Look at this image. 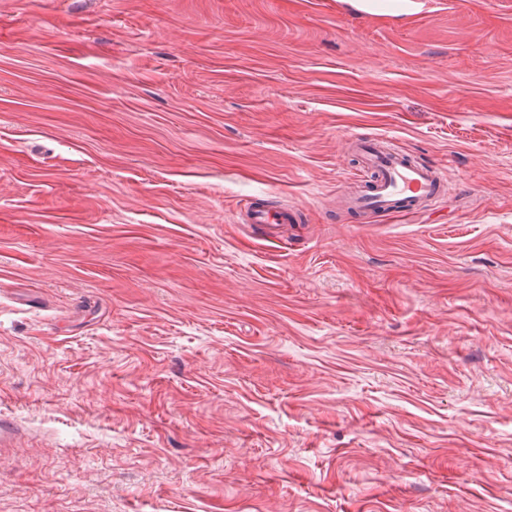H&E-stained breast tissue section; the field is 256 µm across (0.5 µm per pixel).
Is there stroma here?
Here are the masks:
<instances>
[{"mask_svg": "<svg viewBox=\"0 0 512 512\" xmlns=\"http://www.w3.org/2000/svg\"><path fill=\"white\" fill-rule=\"evenodd\" d=\"M353 4L0 0V512H512V0ZM347 144L361 157L366 177L349 208L366 223L382 215H418L446 196V165L416 163L382 135L351 134ZM293 212L288 209L270 208L264 205L251 207L249 210V224H262L268 229H273L278 224L293 222Z\"/></svg>", "mask_w": 512, "mask_h": 512, "instance_id": "35a3bbf8", "label": "stroma"}]
</instances>
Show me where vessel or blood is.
Instances as JSON below:
<instances>
[{
	"mask_svg": "<svg viewBox=\"0 0 512 512\" xmlns=\"http://www.w3.org/2000/svg\"><path fill=\"white\" fill-rule=\"evenodd\" d=\"M347 143L360 156V171L365 177L361 191L350 199L349 207L363 220L395 213L417 215L444 199V165L414 162L394 147L392 139L381 135L353 134ZM291 220V211L282 208L259 205L249 210V223L269 229Z\"/></svg>",
	"mask_w": 512,
	"mask_h": 512,
	"instance_id": "b4317fda",
	"label": "vessel or blood"
}]
</instances>
